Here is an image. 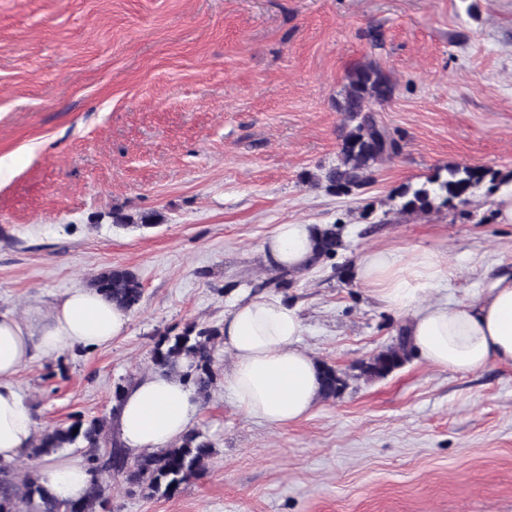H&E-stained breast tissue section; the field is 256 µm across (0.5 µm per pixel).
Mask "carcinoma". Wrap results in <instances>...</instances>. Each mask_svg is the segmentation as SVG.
<instances>
[{
    "mask_svg": "<svg viewBox=\"0 0 512 512\" xmlns=\"http://www.w3.org/2000/svg\"><path fill=\"white\" fill-rule=\"evenodd\" d=\"M393 85L375 62L353 67L346 75L345 93L338 109L344 115L341 144L336 165L324 175L326 188L348 193L365 182L372 168L396 152V141L383 126L371 120L366 112L373 103L391 98ZM446 176L439 174L428 183L411 190L404 189L400 210L426 213L438 200L446 204L465 199L488 175L482 168L462 164L445 167ZM342 246L336 225L324 228L316 260L331 258ZM91 287L118 307L131 311L142 299L143 289L137 277L122 268H112L96 276ZM217 327L197 328L190 324L173 336H161L152 350L155 368L179 375L192 384L200 397H209L216 381L213 370L214 348L220 338ZM412 349L406 332H400L389 346L359 365L361 375L382 378L401 367L411 356ZM323 396L334 397L346 386L344 373L334 366L320 363ZM125 386L118 385L113 394L109 413L86 420L76 416L64 427L42 431L33 442L29 459L43 461L64 448L87 450L86 462L92 475L83 497L58 502L45 493L34 471L19 474L17 465L0 463V512H109L107 490L120 479L127 486L150 496H171L191 479L207 469L213 453L212 443L198 430L188 431L177 443L156 451H145L129 458L117 436L112 434L114 421L122 401Z\"/></svg>",
    "mask_w": 512,
    "mask_h": 512,
    "instance_id": "cac0c4a2",
    "label": "carcinoma"
}]
</instances>
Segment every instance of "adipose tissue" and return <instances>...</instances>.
Instances as JSON below:
<instances>
[{
    "label": "adipose tissue",
    "instance_id": "adipose-tissue-1",
    "mask_svg": "<svg viewBox=\"0 0 512 512\" xmlns=\"http://www.w3.org/2000/svg\"><path fill=\"white\" fill-rule=\"evenodd\" d=\"M320 227L280 224L264 239V264L302 272L316 256ZM449 275L439 251L416 249L405 257L374 250L357 263L355 278L387 308L410 315L411 345L429 365L468 373L489 362L512 365V278L492 279L467 303L431 300ZM129 315L92 288L60 297L50 313L32 307L25 317L0 311V461L11 463L30 448L37 426L17 376L32 355L57 357L109 344L125 333ZM305 325L296 306L278 297L236 306L221 328L231 357L224 392L243 414L272 427L305 418L320 401L321 378L313 357L300 348ZM200 410L196 390L175 374L149 372L125 391L118 416L120 440L132 452L166 448L187 433ZM38 481L53 498L82 496L91 475L83 455L55 457Z\"/></svg>",
    "mask_w": 512,
    "mask_h": 512
}]
</instances>
